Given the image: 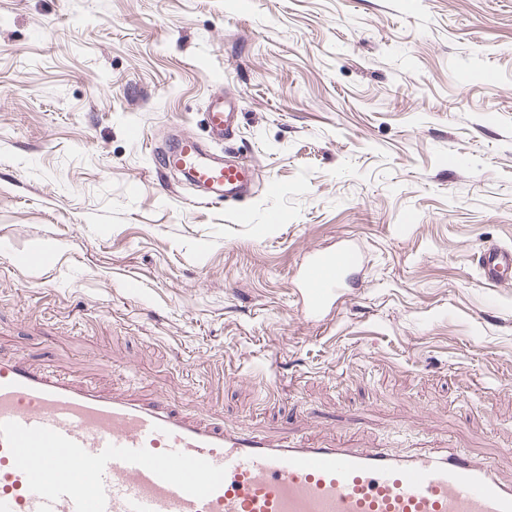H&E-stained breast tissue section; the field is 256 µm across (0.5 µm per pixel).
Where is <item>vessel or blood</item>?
<instances>
[{"label": "vessel or blood", "instance_id": "b4317fda", "mask_svg": "<svg viewBox=\"0 0 512 512\" xmlns=\"http://www.w3.org/2000/svg\"><path fill=\"white\" fill-rule=\"evenodd\" d=\"M231 101L204 114L210 143L236 125ZM183 138L157 158L213 203L246 195L252 166ZM359 248L312 251L298 281L318 318L351 287ZM486 285L512 286V248L478 258ZM0 512H512V478L452 448L417 454L333 443L275 444L165 402L112 397L24 357L0 359Z\"/></svg>", "mask_w": 512, "mask_h": 512}]
</instances>
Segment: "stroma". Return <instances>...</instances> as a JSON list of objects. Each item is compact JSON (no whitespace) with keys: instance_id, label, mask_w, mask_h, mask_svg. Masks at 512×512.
<instances>
[{"instance_id":"obj_1","label":"stroma","mask_w":512,"mask_h":512,"mask_svg":"<svg viewBox=\"0 0 512 512\" xmlns=\"http://www.w3.org/2000/svg\"><path fill=\"white\" fill-rule=\"evenodd\" d=\"M220 92L259 173L234 206L153 164L206 139ZM341 238L359 285L309 320L296 270ZM492 244L512 246V0H0L1 354L228 429L512 475Z\"/></svg>"}]
</instances>
